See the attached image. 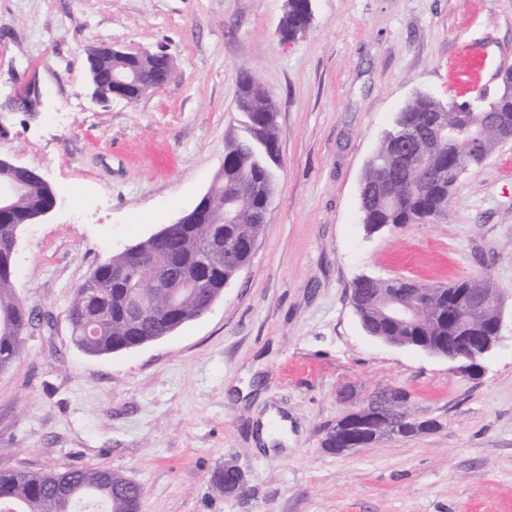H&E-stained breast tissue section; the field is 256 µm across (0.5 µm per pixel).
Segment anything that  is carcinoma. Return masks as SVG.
<instances>
[{
  "label": "carcinoma",
  "mask_w": 512,
  "mask_h": 512,
  "mask_svg": "<svg viewBox=\"0 0 512 512\" xmlns=\"http://www.w3.org/2000/svg\"><path fill=\"white\" fill-rule=\"evenodd\" d=\"M311 17L310 0H287L282 34L290 39L303 32ZM116 62L108 52L99 53L96 69L90 71L93 92L102 100H112L109 70ZM237 112L243 117L245 135L230 139L224 146V190L233 201L235 220L224 222L223 199L214 201L205 224L175 227L155 243L147 260L166 274L163 288H140L143 314L126 315L129 289L127 279L138 273L139 260L121 252L97 265L77 288L68 311L74 344L90 356H104L118 349H133L158 336L172 333L182 324L202 315L208 304L221 295L224 282L231 280L250 260L247 244L258 240L265 213L276 190L274 165L278 158L277 112L273 98L249 74L241 73L237 91ZM458 102H442L419 93L397 113L393 127L369 160L360 185L359 207L363 224L371 231L385 226L412 224L434 219L448 207L456 186V169L464 164L471 171L484 166L462 141H439L433 125L436 116L449 126L462 123ZM419 147L424 165L387 185L389 173L401 156ZM53 197L43 182L30 180L25 192L15 199L13 209L0 216V257L9 254L21 223L44 212ZM240 245L224 268L213 270L206 288H187L198 266V256L219 233ZM390 295L421 308L408 323L384 319L378 302ZM496 295L489 278L472 277L447 285L423 284L407 277L375 279L360 277L352 285L351 298L369 336L398 339L416 348L426 346L438 353L448 349V337L455 323L448 308L460 296L469 299ZM35 317L17 296L13 271L0 270V371L7 370L20 355L23 335ZM351 416L372 423L391 422L396 436L410 437L436 428L432 420H421L400 410L401 402L386 408L374 407L370 400ZM236 467L230 464L211 475L214 488L224 493L234 488ZM143 489L118 473L96 467H65L50 472H25L5 463L0 448V512H137Z\"/></svg>",
  "instance_id": "cac0c4a2"
}]
</instances>
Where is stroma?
Masks as SVG:
<instances>
[{"instance_id":"obj_1","label":"stroma","mask_w":512,"mask_h":512,"mask_svg":"<svg viewBox=\"0 0 512 512\" xmlns=\"http://www.w3.org/2000/svg\"><path fill=\"white\" fill-rule=\"evenodd\" d=\"M0 0V158L57 197L24 225L15 289L43 324L0 372V447L18 470L102 467L143 489L141 512H512V140L464 177L446 211L370 233L365 167L418 91L463 101L512 66V0ZM163 52L168 83L96 103L87 51ZM271 95L280 163L249 263L212 308L164 338L94 357L72 342L74 291L113 254L192 210L240 133V73ZM39 112L9 101L29 82ZM488 276L502 339L482 370L364 332L362 276L445 284ZM435 430L343 454L323 448L348 406L389 388ZM288 420L270 451L257 426ZM236 465L247 493L212 473ZM310 2V0H287V9L282 21L281 31L283 35L288 36V39L296 38L300 33H303L304 28V32L308 28L309 20H311Z\"/></svg>"}]
</instances>
